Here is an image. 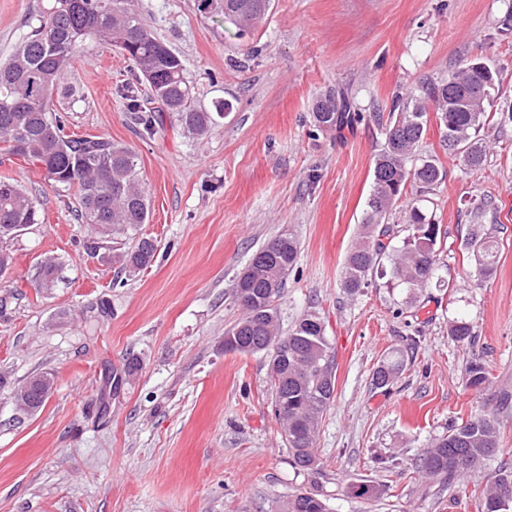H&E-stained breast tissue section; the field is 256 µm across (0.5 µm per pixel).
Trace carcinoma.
I'll return each instance as SVG.
<instances>
[{"label": "carcinoma", "mask_w": 512, "mask_h": 512, "mask_svg": "<svg viewBox=\"0 0 512 512\" xmlns=\"http://www.w3.org/2000/svg\"><path fill=\"white\" fill-rule=\"evenodd\" d=\"M195 6L203 17L217 18L243 35L247 29L241 20L256 23L269 11L271 0H195ZM89 37L118 47L142 74L147 91L127 83L119 93L127 102L130 118L147 132L154 129L160 113L168 112L187 133L201 139L216 120L232 111V104L218 99L209 109L195 106L182 59L155 37L125 0H42L29 33L9 59L0 61V153L37 168L64 192L77 188L78 223L90 224L101 237L110 238L137 229L150 216L137 156L109 138L65 133L64 118L51 111L54 96L68 93L60 84L61 72ZM469 64L470 60L461 58L448 77L428 79L393 97L358 237L344 263L341 288L345 293H359L373 274L385 278L387 287L400 289L408 306L416 304L423 290L433 285L449 287L438 276L442 231L434 217L411 207L406 216L409 234L399 247L384 242L390 237L385 220L407 185L430 190L446 177L442 162L434 156L411 164L430 117L439 119L449 153L471 170L482 167L486 149L480 132L499 93L498 75L488 65L478 71ZM146 99L159 103V110L145 107ZM312 118L318 130L331 132L363 120V115L338 91L317 100ZM492 209V198L480 199L472 210L476 223L470 225L463 241L480 282L492 279L496 271L498 242L479 224ZM38 223L40 213L34 198L23 186L1 179L0 252ZM156 252L155 243L142 238L132 249L112 252L109 260L131 276L152 266ZM297 255V240L290 228L253 254L236 281L234 294L243 315L226 332L224 350L269 358L271 402L284 432L289 462L297 471L320 475L322 464L315 442L323 413L334 399L335 355L325 335L323 317L316 310L301 316L288 333L281 330L275 302ZM58 271L57 258L43 260L37 272L40 287H52ZM448 335L456 342H470L475 337L474 327L457 318L449 324ZM407 362L403 350L388 352L373 371L372 385L377 389L389 386L403 374ZM465 384L481 392L494 381L485 365L473 362L466 368ZM53 386L52 375L40 373L18 391L29 389L31 408L36 412ZM498 447L495 414L454 420L448 433L424 449L418 472L423 479L437 480L452 489L461 480L480 476L485 461L496 455ZM345 492L369 499L380 495L382 489L362 480L346 485ZM507 494L512 495V464L502 461L480 487L478 512H505L502 501ZM279 512H328V506L316 485L288 496L279 504Z\"/></svg>", "instance_id": "obj_1"}]
</instances>
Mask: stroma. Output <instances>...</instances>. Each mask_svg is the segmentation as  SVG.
<instances>
[{"label":"stroma","mask_w":512,"mask_h":512,"mask_svg":"<svg viewBox=\"0 0 512 512\" xmlns=\"http://www.w3.org/2000/svg\"><path fill=\"white\" fill-rule=\"evenodd\" d=\"M128 6L182 57L196 105L221 97L233 109L201 140L167 116L148 134L116 93L136 74L118 49L85 41L63 71L76 97L53 103L67 133L132 148L150 197L148 223L110 242L124 250L142 236L158 246L152 266L122 284L94 249V229L74 220V196L0 155V178L24 186L44 216L11 242L13 264L0 276V295H19L0 318V512H278L283 497L309 487L288 462L265 356L224 349L241 315L237 275L288 226L299 252L276 301L281 327L316 309L336 353L335 397L317 438L330 512H477L475 497L411 473L454 418L495 411L498 388L512 390V123L486 126L476 171L429 125L418 153L438 157L447 178L423 195L407 188L387 218L400 244L410 203L422 201L445 234L439 274L450 289H425L408 308L384 278L353 296L340 282L383 142L373 113L450 74L462 56L496 68L494 107L511 108L512 0H273L242 38L201 16L195 0ZM40 7L0 0V60ZM336 89L364 121L339 135L313 130L316 101ZM487 196L499 253L479 286L461 244ZM47 255L59 258L60 279L41 290L34 273ZM460 317L474 342L451 340L448 324ZM410 336L418 347L406 371L374 389L378 361ZM131 356L140 369L117 384ZM473 362L493 373L494 389L467 388ZM45 371L53 393L36 413L18 412L16 388ZM356 479L382 485L381 495L345 496Z\"/></svg>","instance_id":"35a3bbf8"}]
</instances>
